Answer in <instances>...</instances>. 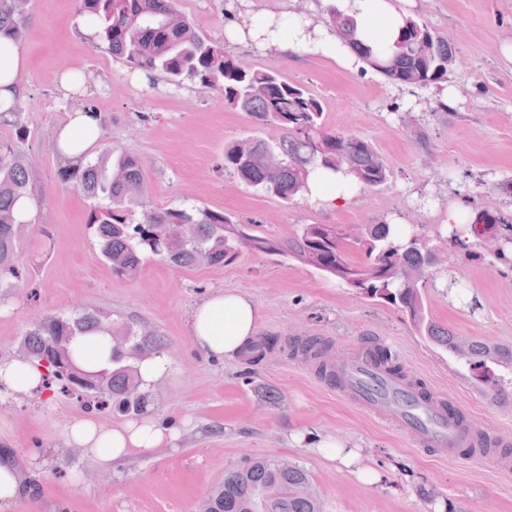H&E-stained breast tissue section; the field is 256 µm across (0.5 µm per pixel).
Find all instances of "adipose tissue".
Masks as SVG:
<instances>
[{
  "label": "adipose tissue",
  "instance_id": "adipose-tissue-1",
  "mask_svg": "<svg viewBox=\"0 0 512 512\" xmlns=\"http://www.w3.org/2000/svg\"><path fill=\"white\" fill-rule=\"evenodd\" d=\"M336 8L355 17L361 23L362 37L372 32V20L379 17L386 23L387 37H394L405 21L391 0H332ZM251 38L261 39L263 46L278 53L299 48L314 53L325 46L335 45L334 57L342 66L357 70L364 62L349 48L338 45L336 36L328 30L309 31L297 24L292 36L276 33L261 35L252 30ZM28 61L17 42L0 37V113L15 111L24 96L21 75ZM98 115L76 110L67 114L55 130L57 151L72 168H80L92 155L101 138ZM358 193L351 177L336 172L317 173L310 182V199L333 208L353 199ZM259 312L252 300L236 291H219L197 304L189 318V334L194 345L204 354L234 359L255 342ZM42 368L16 359L0 362V396L26 394L42 380ZM180 435L178 426L147 416L117 426H107L90 418L74 420L63 435L68 448H82L101 463L109 464L172 443Z\"/></svg>",
  "mask_w": 512,
  "mask_h": 512
}]
</instances>
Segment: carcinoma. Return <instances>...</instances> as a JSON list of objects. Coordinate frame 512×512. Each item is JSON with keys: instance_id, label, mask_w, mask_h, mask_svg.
<instances>
[{"instance_id": "obj_1", "label": "carcinoma", "mask_w": 512, "mask_h": 512, "mask_svg": "<svg viewBox=\"0 0 512 512\" xmlns=\"http://www.w3.org/2000/svg\"><path fill=\"white\" fill-rule=\"evenodd\" d=\"M79 12L95 24L96 46L135 70L160 73L171 84L190 80L214 90L224 103L248 113L263 125L281 128L268 142L246 138L224 149V169L245 184L285 202L309 191L308 179L319 168L343 170L361 187L385 185L391 171L366 140L330 132L322 126L323 106L304 86L288 81L273 68L244 65L224 46L202 35L176 6V0H78ZM29 21V0H0V35L18 40ZM326 24L372 69L394 85L428 86L445 79L457 58L448 39L413 20L405 21L389 50L360 38L358 22L327 8ZM83 194L95 201L90 224L95 226L101 256L112 274L134 278L144 263L158 257L179 267L223 264L238 254L245 225L221 211L207 208L144 205L146 186L141 161L111 150L79 173ZM29 162L10 142H0V290L7 295L22 286L19 255L29 225L17 221L16 204L26 197ZM478 218L467 216L452 230L454 245L470 250V239L505 223L497 210L484 206ZM251 251L297 260L349 288L403 309L419 334L464 360L475 370L490 364L512 371V347L471 341L434 324L426 313L422 288L428 281L432 250L415 230L398 225L370 224L354 234L341 224H305L286 240L250 234ZM354 249L369 261L351 258ZM102 316L84 309L73 316L47 315L20 340L18 359L48 360L43 383L62 384L77 398L91 395L102 410L141 414L148 395L127 397L141 386L137 368L128 364L148 351L161 355L164 343L139 336L126 327L129 346L112 354V366L90 371L76 362L73 339L97 332ZM197 512H322L309 475L298 465L254 457L224 472V481L200 500Z\"/></svg>"}]
</instances>
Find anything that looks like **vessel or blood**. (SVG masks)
I'll return each mask as SVG.
<instances>
[{
  "label": "vessel or blood",
  "instance_id": "obj_1",
  "mask_svg": "<svg viewBox=\"0 0 512 512\" xmlns=\"http://www.w3.org/2000/svg\"><path fill=\"white\" fill-rule=\"evenodd\" d=\"M325 372L326 384L343 399L414 437L422 449L512 466V441L478 429L454 398L424 392L418 381L384 369L369 349L326 357Z\"/></svg>",
  "mask_w": 512,
  "mask_h": 512
}]
</instances>
